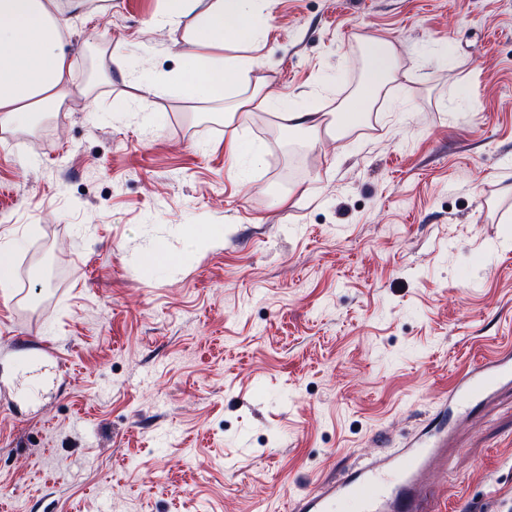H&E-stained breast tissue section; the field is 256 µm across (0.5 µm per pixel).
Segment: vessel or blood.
Segmentation results:
<instances>
[{"label": "vessel or blood", "instance_id": "1", "mask_svg": "<svg viewBox=\"0 0 512 512\" xmlns=\"http://www.w3.org/2000/svg\"><path fill=\"white\" fill-rule=\"evenodd\" d=\"M512 387V347L473 358L457 371L442 400L448 424L415 435L403 448L353 464L315 483L290 502L289 512H427L430 492L422 479L448 445L452 422L466 418L498 390Z\"/></svg>", "mask_w": 512, "mask_h": 512}]
</instances>
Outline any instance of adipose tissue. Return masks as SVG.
I'll return each instance as SVG.
<instances>
[{
    "mask_svg": "<svg viewBox=\"0 0 512 512\" xmlns=\"http://www.w3.org/2000/svg\"><path fill=\"white\" fill-rule=\"evenodd\" d=\"M112 0H0V133L12 134L32 125L48 112L61 111L71 88L72 64L65 51L70 21L79 15H103ZM259 11L258 0H163L155 22L176 27L183 19L191 24L188 48L174 76L186 94L224 108L226 123L252 111H262L287 130L335 136L368 120L381 96L400 76L397 55L390 43L375 39L367 44L369 64L360 89L339 112H319L287 98H271L261 84L244 85L249 61L224 60L228 42L258 45L251 22ZM239 98L224 99L230 91Z\"/></svg>",
    "mask_w": 512,
    "mask_h": 512,
    "instance_id": "ef3b65f1",
    "label": "adipose tissue"
}]
</instances>
